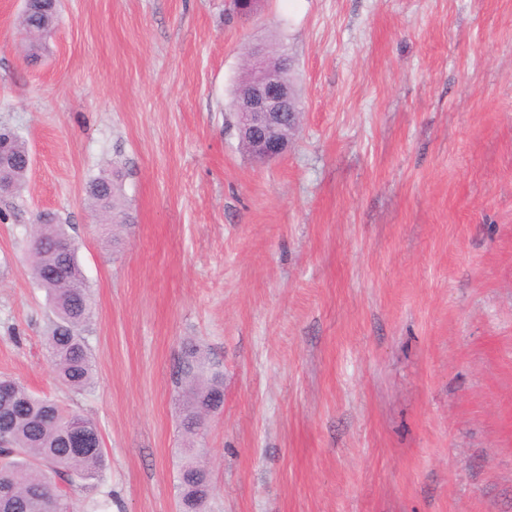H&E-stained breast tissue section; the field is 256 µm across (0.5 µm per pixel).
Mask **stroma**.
<instances>
[{"mask_svg": "<svg viewBox=\"0 0 512 512\" xmlns=\"http://www.w3.org/2000/svg\"><path fill=\"white\" fill-rule=\"evenodd\" d=\"M0 0V126L26 142L0 194V376L99 427L73 512H512V0H61L38 61ZM294 61L287 153H245L230 101L251 45ZM122 174L134 223H97ZM78 249L95 358L47 357L38 213ZM224 405L188 441V344ZM87 200L95 215L112 224H129L132 220L126 208L120 175L98 177L88 183ZM181 512H201L212 493L209 470L198 462L185 463L178 476Z\"/></svg>", "mask_w": 512, "mask_h": 512, "instance_id": "1", "label": "stroma"}]
</instances>
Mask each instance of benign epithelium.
I'll return each instance as SVG.
<instances>
[{
	"instance_id": "benign-epithelium-1",
	"label": "benign epithelium",
	"mask_w": 512,
	"mask_h": 512,
	"mask_svg": "<svg viewBox=\"0 0 512 512\" xmlns=\"http://www.w3.org/2000/svg\"><path fill=\"white\" fill-rule=\"evenodd\" d=\"M250 71L249 88L235 113L238 136L248 142L253 157L273 160L288 149L294 131L288 120L296 112L297 98L292 84L261 53L252 54Z\"/></svg>"
}]
</instances>
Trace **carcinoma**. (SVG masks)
<instances>
[{
	"label": "carcinoma",
	"mask_w": 512,
	"mask_h": 512,
	"mask_svg": "<svg viewBox=\"0 0 512 512\" xmlns=\"http://www.w3.org/2000/svg\"><path fill=\"white\" fill-rule=\"evenodd\" d=\"M60 0H31L21 15V26L28 38V56L36 57L54 28ZM8 154V165L0 170V180L18 188L29 171V150L14 134L0 148ZM87 200L95 215L112 224H128L120 175L98 177L88 183ZM32 275L48 297L54 320L46 336L49 357L58 378L73 390L89 387L94 379L93 356L81 336L89 319L91 300L77 258L64 225L53 213L46 214L45 225L36 228L31 240ZM183 418L184 430L196 435L203 424L200 407L213 410L224 404V391L218 376L192 372ZM0 383L9 388V402L0 407V512H70L59 483L78 478L91 483L104 466L101 436L96 424L77 413L67 412L53 400L36 396L7 376ZM77 418L90 435L95 450L73 452L67 425ZM180 512H203L212 493L209 470L194 461L185 463L178 476Z\"/></svg>",
	"instance_id": "carcinoma-1"
}]
</instances>
